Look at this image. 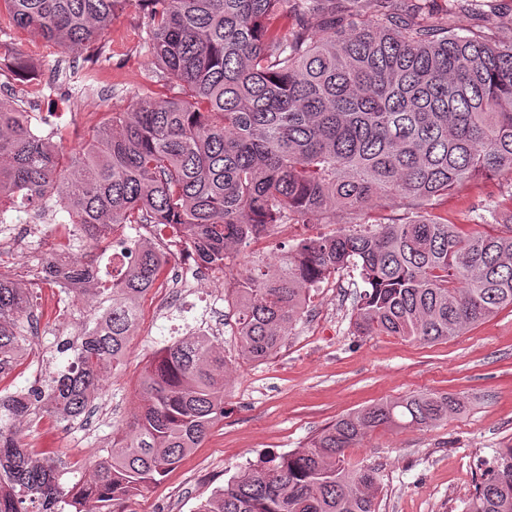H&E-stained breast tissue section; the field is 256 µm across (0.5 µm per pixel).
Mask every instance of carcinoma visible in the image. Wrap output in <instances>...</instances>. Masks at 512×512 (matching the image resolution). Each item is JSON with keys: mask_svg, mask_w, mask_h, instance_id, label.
Returning a JSON list of instances; mask_svg holds the SVG:
<instances>
[{"mask_svg": "<svg viewBox=\"0 0 512 512\" xmlns=\"http://www.w3.org/2000/svg\"><path fill=\"white\" fill-rule=\"evenodd\" d=\"M126 0H0V32L16 28L64 52L86 49ZM143 47L158 80L180 96L137 93L69 152L64 133L0 101V224L8 213L65 211L97 253L74 265L51 255L43 280L90 287L105 303L44 388L0 394V512L70 497L71 512H121L224 418L227 362L205 333L157 351L140 378L130 433L71 495L22 448L35 414L83 415L104 370L127 357L142 299L167 258L136 238L112 278L100 263L112 229L150 224L179 234L204 266L279 224L336 223V211L404 200L400 222L342 224L306 238L271 266L262 258L234 283L239 356L278 353L309 292L358 271L351 321L359 336L426 343L457 336L512 307V214H477L497 232L448 224L428 207L478 175H512V42L464 36L426 14L427 0H142ZM31 292L0 275V376L17 366ZM463 401L418 394L340 417L297 452L245 468L196 512H377L374 468L345 451L386 425L428 426ZM466 512H512V446L484 463Z\"/></svg>", "mask_w": 512, "mask_h": 512, "instance_id": "cac0c4a2", "label": "carcinoma"}]
</instances>
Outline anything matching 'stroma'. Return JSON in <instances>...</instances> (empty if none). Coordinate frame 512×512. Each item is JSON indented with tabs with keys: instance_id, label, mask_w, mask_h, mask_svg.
Here are the masks:
<instances>
[{
	"instance_id": "obj_1",
	"label": "stroma",
	"mask_w": 512,
	"mask_h": 512,
	"mask_svg": "<svg viewBox=\"0 0 512 512\" xmlns=\"http://www.w3.org/2000/svg\"><path fill=\"white\" fill-rule=\"evenodd\" d=\"M433 11L457 32L512 41V0H472L466 11L456 0H434ZM146 22L139 0H129L104 39L69 54L22 30L0 33L1 46L22 50L37 62L36 77L45 91L36 110L65 128V148L78 147L111 113L127 111L135 92L159 90L154 60L141 47ZM485 204L512 214V178L478 177L432 211L469 229L476 209ZM33 219L42 226L41 237L0 257V274L11 275L24 262L42 265L67 215L51 204ZM329 230L317 220L279 227L259 248L275 262L284 247ZM357 279L355 272L343 271L312 289L282 348L262 362L238 355L232 297L212 304L208 284H201L183 295L166 319L141 324L128 358L108 370L84 415L73 422L49 415L34 419L21 429V439L54 467L64 489L85 482L106 456L113 433L136 414L140 376L152 354L205 322L228 362L224 417L162 480L129 497L124 512H196L214 491L263 457L302 448L342 416L418 393L452 394L465 406L429 427L370 432L347 450L345 460L377 468L379 512H464L480 480L478 460L512 446V308L432 344L360 336L350 321ZM33 304L38 331L28 334L20 366L0 381L12 393L41 385L63 366L58 339L80 335L95 307L91 300L68 302L61 289L47 284L34 289Z\"/></svg>"
}]
</instances>
